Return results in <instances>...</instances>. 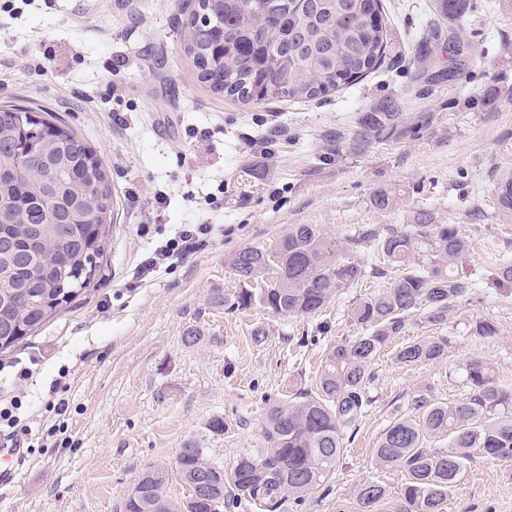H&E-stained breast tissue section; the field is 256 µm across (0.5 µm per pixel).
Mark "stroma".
Here are the masks:
<instances>
[{"mask_svg":"<svg viewBox=\"0 0 512 512\" xmlns=\"http://www.w3.org/2000/svg\"><path fill=\"white\" fill-rule=\"evenodd\" d=\"M382 4L388 47L376 71L318 101L261 105L199 81L180 0H15L12 11L0 9V60L10 63L0 72V105L61 118L96 152L112 186L106 253L90 291L0 352L3 363L39 361L23 386L0 372V397L23 396L34 444L16 482L0 489V512H122L142 469L173 464L188 440L228 469L256 454L268 399L312 388L329 345L363 333L347 316L353 301L391 285L365 277L312 315L215 303V294L239 289L234 254L272 246L292 224L316 225L340 242L363 224L431 213L470 241L455 269L472 291L443 324L423 312L409 317L374 361L372 403L335 472L282 512H363L358 490L368 481L386 488L373 512H404L406 473L374 457L392 418L425 389L440 401L462 400L472 358L512 385V282L499 274L512 261V214L497 202L500 180L512 177V9L473 0L460 30L439 18L433 0ZM452 32L465 53L451 60ZM44 46L54 60L41 74L30 59ZM386 97L401 100V123L414 134L351 152L361 116ZM381 189L394 193L395 206H372ZM201 220L220 227L208 247L133 280L157 229ZM479 320L495 323L497 334L474 335ZM259 330L264 340H256ZM424 336L447 339L443 358L399 364L397 348ZM62 368L76 445L44 448L42 403ZM216 417L220 435L209 430ZM444 512H512V460L474 453Z\"/></svg>","mask_w":512,"mask_h":512,"instance_id":"35a3bbf8","label":"stroma"}]
</instances>
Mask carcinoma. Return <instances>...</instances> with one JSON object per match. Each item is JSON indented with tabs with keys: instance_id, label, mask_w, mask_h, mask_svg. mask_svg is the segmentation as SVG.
Masks as SVG:
<instances>
[{
	"instance_id": "obj_1",
	"label": "carcinoma",
	"mask_w": 512,
	"mask_h": 512,
	"mask_svg": "<svg viewBox=\"0 0 512 512\" xmlns=\"http://www.w3.org/2000/svg\"><path fill=\"white\" fill-rule=\"evenodd\" d=\"M285 0H197L191 13L196 44L187 45L198 78L215 93L244 104L270 100L314 101L371 73L388 44L380 0H309L308 7ZM438 11L462 25L471 0H437ZM28 110L0 108V187L9 197L0 222V243L9 244L10 263L0 260V340L10 349L50 317L68 310L89 291L105 253L112 196L103 165L74 130L45 113L36 122ZM398 103L385 99L378 111L364 113L353 149L366 151L373 140L398 131ZM35 142L65 152V164H37L7 171L16 153ZM470 248L453 224H436L425 212L412 223L364 224L345 239V249H370L379 259L369 267L361 258L336 259V243L314 224H291L269 248L246 246L235 253L232 269L239 292L224 306L255 303L278 316L312 314L366 275L382 278L396 269L391 286L354 301L348 311L365 333L336 342L325 352L315 389L268 400L262 425L264 448L243 456L230 472L194 440L183 443L175 461L179 479L191 489L189 512H224L230 503L249 502L278 512L287 499L297 504L335 472L345 451V435L359 427L370 406L367 387L372 365L389 341L400 335L411 314L424 311L440 324L448 310L471 290L453 264ZM274 256L278 276L254 288ZM448 341L426 336L401 345L403 365L429 364L445 354ZM469 395L456 403L427 393L411 401V414L395 418L374 448L377 462L406 472L402 493L408 512H443L476 449L491 460L512 459V388L499 383L490 363L466 362ZM448 438V451L424 447L432 437ZM169 473L149 466L137 478L138 494L126 497L124 512H179L181 502L163 497ZM385 488L362 484L363 512H372Z\"/></svg>"
}]
</instances>
